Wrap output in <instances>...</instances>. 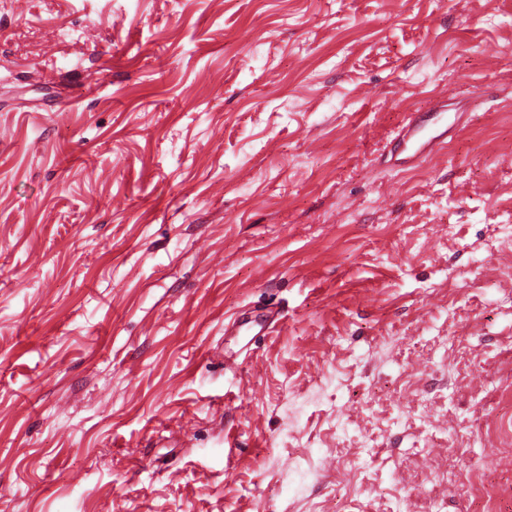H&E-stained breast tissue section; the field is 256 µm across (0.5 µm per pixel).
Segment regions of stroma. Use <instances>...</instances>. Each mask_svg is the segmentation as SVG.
I'll list each match as a JSON object with an SVG mask.
<instances>
[{
  "mask_svg": "<svg viewBox=\"0 0 512 512\" xmlns=\"http://www.w3.org/2000/svg\"><path fill=\"white\" fill-rule=\"evenodd\" d=\"M0 512H512V0H0Z\"/></svg>",
  "mask_w": 512,
  "mask_h": 512,
  "instance_id": "35a3bbf8",
  "label": "stroma"
}]
</instances>
